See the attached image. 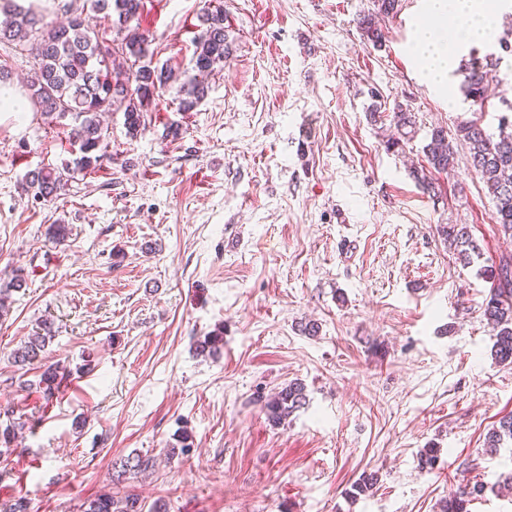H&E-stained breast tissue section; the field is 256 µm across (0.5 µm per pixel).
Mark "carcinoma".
I'll return each instance as SVG.
<instances>
[{
	"label": "carcinoma",
	"mask_w": 512,
	"mask_h": 512,
	"mask_svg": "<svg viewBox=\"0 0 512 512\" xmlns=\"http://www.w3.org/2000/svg\"><path fill=\"white\" fill-rule=\"evenodd\" d=\"M401 0H376L377 14L365 15L358 21L362 36L375 46L382 45L385 34L376 15L394 16ZM144 8V0H91L94 18L115 29L118 37L107 44L92 21L76 16L65 24L46 30L39 41L31 45L34 68L29 80L31 98L38 111L52 120L75 116L78 124L71 132L72 144L78 147L75 168H96L101 158L105 138L100 114L112 110L118 103L124 107L125 125L131 135L145 128L144 112L155 96L175 84L179 110L190 112L205 97L207 86L195 77L186 80L171 69L158 68L149 56V36L132 25ZM9 18L0 25V43L22 46L29 32L41 22L40 11L34 7L6 10ZM204 29L196 40L195 69L208 73L214 65L224 62L231 53L232 42L224 27V10L216 7L202 14ZM499 59L489 54L474 58L466 68L464 89L475 103H483L492 81V72ZM456 139L468 149L472 166L481 173L496 208V223L501 231L512 237V120L500 119V132L494 138L479 124L466 122L459 126ZM456 150L448 140V132L435 127L426 145L427 170L447 172L456 166ZM69 178L54 168H41L28 174L25 188L37 198L53 199L66 190ZM442 235L458 251L465 263L480 256L479 245L467 227L444 226ZM493 287L486 298L484 315L492 326L496 341L494 357L500 363H512V261L503 260L485 269ZM25 284L22 269L0 287V317L7 310L6 302L13 289ZM47 336L35 332L27 337L24 346L13 352V362L20 367L33 362L45 348ZM71 371L59 365L47 367L38 383L45 401L53 399ZM258 402L273 426H280L288 416L305 403L304 387L290 382ZM35 426V420L12 408L0 410V447L10 449L23 433ZM512 441V415L499 421L485 437L484 448L493 453L505 440ZM485 491L482 482L466 484L448 493L439 504L440 512H467L471 499ZM139 499L119 490L99 494L89 500L85 512H143Z\"/></svg>",
	"instance_id": "cac0c4a2"
}]
</instances>
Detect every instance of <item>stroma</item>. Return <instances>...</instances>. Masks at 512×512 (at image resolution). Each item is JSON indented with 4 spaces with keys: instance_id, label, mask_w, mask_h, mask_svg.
I'll list each match as a JSON object with an SVG mask.
<instances>
[{
    "instance_id": "35a3bbf8",
    "label": "stroma",
    "mask_w": 512,
    "mask_h": 512,
    "mask_svg": "<svg viewBox=\"0 0 512 512\" xmlns=\"http://www.w3.org/2000/svg\"><path fill=\"white\" fill-rule=\"evenodd\" d=\"M210 3L232 51L206 97L182 112L165 93L134 137L113 107L96 168L73 167L74 118L0 112V278L27 280L0 319V408L39 417L0 461V500L83 512L115 464L148 455L155 469L123 489L168 512H439L466 480L486 486L468 512H512L493 489L512 445L483 452L512 414V364L491 354L481 273L512 257V238L465 145L432 190L412 175L433 127L498 134L512 55L476 42L503 56L477 105L461 70L449 98L410 54L423 0L381 19L379 48L357 26L373 0H145L154 66L192 74ZM398 104L415 133L390 149ZM43 167L70 170L65 195L23 191ZM446 224L467 225L481 257L463 264ZM45 322L53 336L19 375L11 354ZM217 330L223 347L195 355ZM56 363L75 373L46 408L34 384ZM295 380L305 405L270 425L258 393ZM426 448L439 451L429 474ZM365 473L374 490L350 499Z\"/></svg>"
}]
</instances>
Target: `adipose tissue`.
Returning <instances> with one entry per match:
<instances>
[{
    "label": "adipose tissue",
    "instance_id": "1",
    "mask_svg": "<svg viewBox=\"0 0 512 512\" xmlns=\"http://www.w3.org/2000/svg\"><path fill=\"white\" fill-rule=\"evenodd\" d=\"M432 18L417 27L411 46L420 60L424 77L440 89H447L453 70L466 45L484 39L493 19L500 17L505 0H424Z\"/></svg>",
    "mask_w": 512,
    "mask_h": 512
}]
</instances>
